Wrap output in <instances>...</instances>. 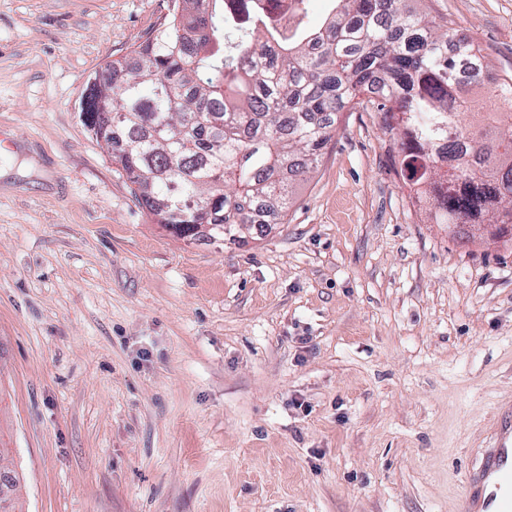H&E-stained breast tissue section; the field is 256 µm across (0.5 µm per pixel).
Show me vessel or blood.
I'll use <instances>...</instances> for the list:
<instances>
[{
  "label": "vessel or blood",
  "instance_id": "1",
  "mask_svg": "<svg viewBox=\"0 0 512 512\" xmlns=\"http://www.w3.org/2000/svg\"><path fill=\"white\" fill-rule=\"evenodd\" d=\"M454 512H512V408L500 407L485 447L471 449Z\"/></svg>",
  "mask_w": 512,
  "mask_h": 512
}]
</instances>
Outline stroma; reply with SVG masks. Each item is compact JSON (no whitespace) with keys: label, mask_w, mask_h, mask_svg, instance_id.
Masks as SVG:
<instances>
[{"label":"stroma","mask_w":512,"mask_h":512,"mask_svg":"<svg viewBox=\"0 0 512 512\" xmlns=\"http://www.w3.org/2000/svg\"><path fill=\"white\" fill-rule=\"evenodd\" d=\"M512 76V0H416ZM170 0H0V468L21 512H450L512 399V235L428 223L374 107L283 223L183 239L80 112Z\"/></svg>","instance_id":"35a3bbf8"}]
</instances>
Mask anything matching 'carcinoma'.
Returning <instances> with one entry per match:
<instances>
[{"label": "carcinoma", "mask_w": 512, "mask_h": 512, "mask_svg": "<svg viewBox=\"0 0 512 512\" xmlns=\"http://www.w3.org/2000/svg\"><path fill=\"white\" fill-rule=\"evenodd\" d=\"M171 0L166 24L129 61L88 83L84 124L139 187L153 181L159 223H278L293 183L313 172L338 113L382 99L398 126L405 184L433 200L430 220L512 225V78L487 83L473 45L403 0H331L324 27L273 14L265 0Z\"/></svg>", "instance_id": "carcinoma-1"}]
</instances>
